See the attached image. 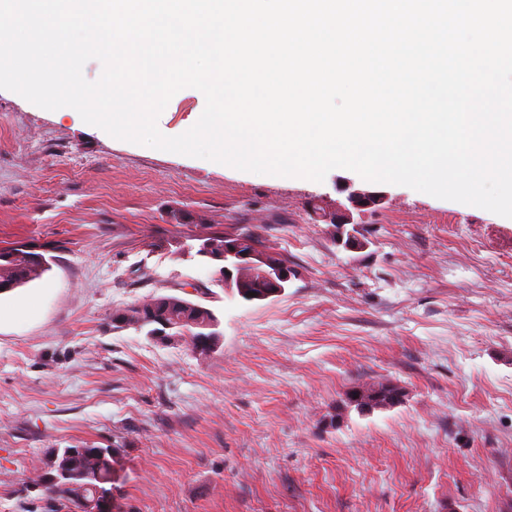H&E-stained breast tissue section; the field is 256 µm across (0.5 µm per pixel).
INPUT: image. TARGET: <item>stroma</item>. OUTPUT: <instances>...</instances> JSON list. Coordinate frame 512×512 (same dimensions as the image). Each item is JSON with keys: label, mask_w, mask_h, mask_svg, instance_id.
Instances as JSON below:
<instances>
[{"label": "stroma", "mask_w": 512, "mask_h": 512, "mask_svg": "<svg viewBox=\"0 0 512 512\" xmlns=\"http://www.w3.org/2000/svg\"><path fill=\"white\" fill-rule=\"evenodd\" d=\"M323 182L251 175L57 119L0 89V247L63 243L0 296V512H46L52 449H113V512H512V223L382 184L337 246ZM257 235L297 276L247 304L181 243ZM178 295L216 313L214 351L113 329ZM388 382L393 407L343 406Z\"/></svg>", "instance_id": "stroma-1"}]
</instances>
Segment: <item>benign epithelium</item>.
Here are the masks:
<instances>
[{
	"mask_svg": "<svg viewBox=\"0 0 512 512\" xmlns=\"http://www.w3.org/2000/svg\"><path fill=\"white\" fill-rule=\"evenodd\" d=\"M344 190L348 191L347 201L349 207L337 212L330 218V222L337 225L335 239L338 244L348 250L358 249L362 246L361 240L356 236L353 226L354 213L379 205L385 199V194L370 189L355 188L347 184ZM198 255L210 263L221 264L226 285H231L235 270L239 267L251 264L255 261L266 266L264 289L253 295H248V289L241 288L237 297L245 302L265 301L284 294L292 279L296 276L295 270L287 263L280 261V257L271 253L258 254L254 251L243 252L238 242L233 238L224 241V249L213 250L209 243L203 242L198 248ZM149 336L170 344H178L181 337L171 332V326L161 321L153 327Z\"/></svg>",
	"mask_w": 512,
	"mask_h": 512,
	"instance_id": "1",
	"label": "benign epithelium"
}]
</instances>
